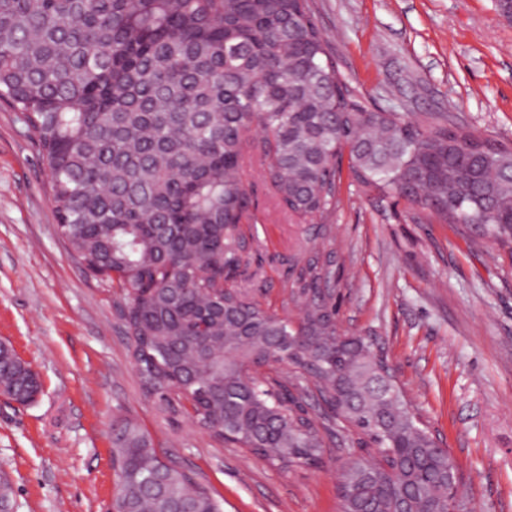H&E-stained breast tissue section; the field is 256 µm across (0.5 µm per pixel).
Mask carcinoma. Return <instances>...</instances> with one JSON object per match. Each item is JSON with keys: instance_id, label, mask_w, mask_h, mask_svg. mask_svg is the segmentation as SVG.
Segmentation results:
<instances>
[{"instance_id": "carcinoma-1", "label": "carcinoma", "mask_w": 512, "mask_h": 512, "mask_svg": "<svg viewBox=\"0 0 512 512\" xmlns=\"http://www.w3.org/2000/svg\"><path fill=\"white\" fill-rule=\"evenodd\" d=\"M0 101L39 148L71 256L112 272L148 392L161 401V379H176L197 420L297 468L319 464L341 418L381 458L348 461L344 512H446L458 470L373 343L343 337L325 266L294 276L295 320L226 285L251 205L244 152L268 160L285 210L337 207L346 151L379 206L397 195L512 250V143L370 109L340 77L310 0H0ZM275 342L293 375L242 374ZM34 378L0 343V390L31 403ZM290 388L319 393L333 416L297 419ZM112 464L122 512H223L131 420L113 429Z\"/></svg>"}]
</instances>
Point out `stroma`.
Masks as SVG:
<instances>
[{
    "mask_svg": "<svg viewBox=\"0 0 512 512\" xmlns=\"http://www.w3.org/2000/svg\"><path fill=\"white\" fill-rule=\"evenodd\" d=\"M340 75L373 108L435 116L512 142V20L496 0H313ZM253 206L230 278L297 317L295 262L330 256L342 332L377 339L412 410L448 448L472 512H512V252L395 200L382 209L349 168L326 219L281 209L245 160ZM47 171L18 114L0 103V340L41 376L22 406L0 398V512H106L116 491L115 420L136 422L224 512H339L358 437L336 424L316 468L225 443L185 406L162 410L134 367L114 290L70 256Z\"/></svg>",
    "mask_w": 512,
    "mask_h": 512,
    "instance_id": "1",
    "label": "stroma"
}]
</instances>
